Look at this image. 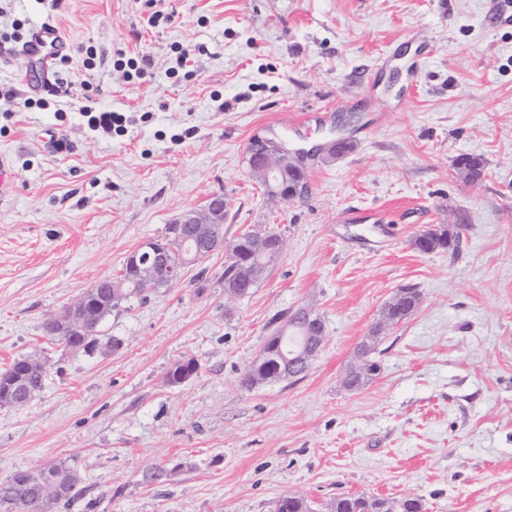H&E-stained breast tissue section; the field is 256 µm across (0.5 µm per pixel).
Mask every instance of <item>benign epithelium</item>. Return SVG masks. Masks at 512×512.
<instances>
[{"instance_id": "obj_1", "label": "benign epithelium", "mask_w": 512, "mask_h": 512, "mask_svg": "<svg viewBox=\"0 0 512 512\" xmlns=\"http://www.w3.org/2000/svg\"><path fill=\"white\" fill-rule=\"evenodd\" d=\"M248 162L253 175L262 181L268 193L283 201L298 196L300 189L288 184L286 169L292 163L290 154L286 151H276L259 143L252 144L248 149ZM226 203L224 197L215 195L211 197L203 211H189L183 214L176 222L177 229L185 232L195 243L194 259H201L220 247H225L228 253L225 266H235L241 271L239 281L249 283L262 275L263 253L269 250L271 242H277L276 251L282 252L283 240L272 228L266 227L258 232L251 233L253 248L255 250L254 262L242 259L236 245L224 244L223 234L217 231V225L224 223ZM141 247L150 249L156 256L155 267L141 272L143 281L154 284L161 279L172 284L182 277L183 268L171 265L168 259L169 246L160 240H146ZM112 287V280L105 277L94 286L68 304L58 316L59 324L67 336L85 334V331L97 321L100 311L99 289ZM296 317L305 321V327L298 331L291 347L284 354L288 362L278 366L276 373L267 376L263 382L292 379L304 374L310 362L318 355L324 336L319 328V315L310 307L300 308L295 312ZM393 317L389 309L382 312L381 322L374 330L369 332L357 345L353 361L350 364L343 383L353 390L356 388L355 377L362 371L366 360L377 348L383 329L392 325ZM37 487L44 491L59 493L63 489L62 480L47 465L30 471Z\"/></svg>"}]
</instances>
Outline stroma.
<instances>
[{"instance_id": "stroma-1", "label": "stroma", "mask_w": 512, "mask_h": 512, "mask_svg": "<svg viewBox=\"0 0 512 512\" xmlns=\"http://www.w3.org/2000/svg\"><path fill=\"white\" fill-rule=\"evenodd\" d=\"M25 27L69 46L67 99L39 91L25 58L0 59V154L16 190L0 203V370L49 365L25 407L0 409V481L70 467L79 497L55 512H271L293 493L421 499L425 512H512V24L486 0H0ZM432 48L417 86L387 73L376 111L358 94L384 57ZM189 52L180 67L178 49ZM146 56L145 77L114 68ZM125 113L123 135L90 130L81 107ZM357 111L336 158L306 159V198L270 197L251 175L254 138L281 141L298 114ZM69 149L56 152L55 134ZM481 156L478 184L455 168ZM223 195L224 240L274 228L284 247L249 294L224 295L226 253L113 310L117 351L71 354L43 332L59 312L168 224ZM450 226L457 251L423 253ZM418 309L385 328L379 375L351 391L357 343L403 287ZM325 342L300 377H241L301 307ZM195 359L179 386L166 375ZM160 483L148 476L158 468ZM448 232L451 235L452 231L447 228L424 230L415 237L414 245L423 253H430L439 249L454 251L457 247L459 236L456 234L452 247H448Z\"/></svg>"}]
</instances>
